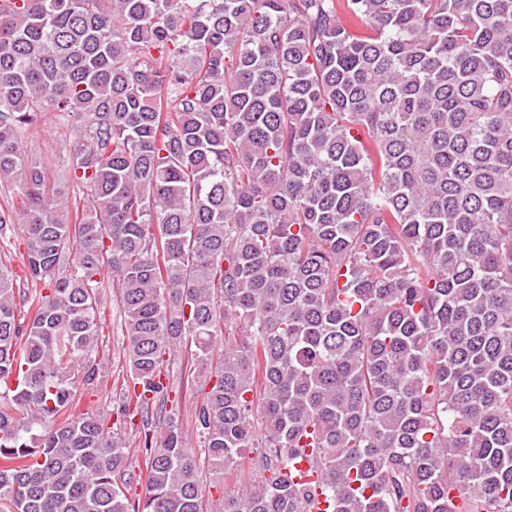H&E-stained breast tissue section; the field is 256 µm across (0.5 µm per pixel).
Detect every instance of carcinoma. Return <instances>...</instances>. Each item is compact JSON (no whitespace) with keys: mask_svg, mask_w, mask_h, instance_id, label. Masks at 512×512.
I'll list each match as a JSON object with an SVG mask.
<instances>
[{"mask_svg":"<svg viewBox=\"0 0 512 512\" xmlns=\"http://www.w3.org/2000/svg\"><path fill=\"white\" fill-rule=\"evenodd\" d=\"M0 184L44 285L0 261V512H203L172 416L134 501L73 413L108 274L118 414L188 342L209 464L270 472L222 512H310L307 450L331 512H512V0H11ZM62 125L63 122L48 115L38 125L23 133L25 140L33 144L50 165V172H58L64 160V152L69 147V140L73 138L71 128ZM285 475L294 483L304 484L313 489L312 493V512H326L328 502L326 497L322 494L320 488V476L315 471L308 459L302 456L299 462L294 464V469H288Z\"/></svg>","mask_w":512,"mask_h":512,"instance_id":"1","label":"carcinoma"}]
</instances>
